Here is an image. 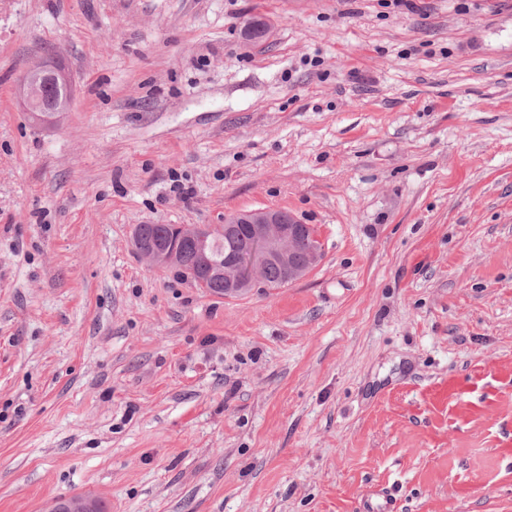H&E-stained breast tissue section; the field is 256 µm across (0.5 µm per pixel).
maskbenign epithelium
Wrapping results in <instances>:
<instances>
[{"label": "benign epithelium", "mask_w": 512, "mask_h": 512, "mask_svg": "<svg viewBox=\"0 0 512 512\" xmlns=\"http://www.w3.org/2000/svg\"><path fill=\"white\" fill-rule=\"evenodd\" d=\"M74 96V81L65 69L44 61L33 62L22 74L17 101L20 108L33 120L45 127H56L70 110ZM245 227L249 233L250 260L246 266L220 265L208 248L210 230L199 226H184V235L194 240L201 258V271L208 276L220 274L227 283L226 295H243L261 285L263 267L269 260L284 266L290 282L302 278L315 267L322 257L319 248L309 251L307 260L298 264L292 260L295 242L311 233L310 225L301 224L293 217L275 209L241 212L224 221V232L236 233ZM139 254L153 265L174 266L177 255L160 242L150 241L141 245ZM100 502L81 495H73L51 503L48 512H99Z\"/></svg>", "instance_id": "obj_1"}]
</instances>
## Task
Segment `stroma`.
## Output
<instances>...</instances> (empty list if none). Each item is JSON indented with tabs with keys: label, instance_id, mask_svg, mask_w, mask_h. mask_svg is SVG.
<instances>
[{
	"label": "stroma",
	"instance_id": "1",
	"mask_svg": "<svg viewBox=\"0 0 512 512\" xmlns=\"http://www.w3.org/2000/svg\"><path fill=\"white\" fill-rule=\"evenodd\" d=\"M262 208L322 245L280 288L131 244ZM74 494L512 512V0H0V512ZM54 91H58V95ZM73 96L71 74L44 61L33 62L19 80L17 101L20 108L45 127L60 124L70 110Z\"/></svg>",
	"mask_w": 512,
	"mask_h": 512
}]
</instances>
